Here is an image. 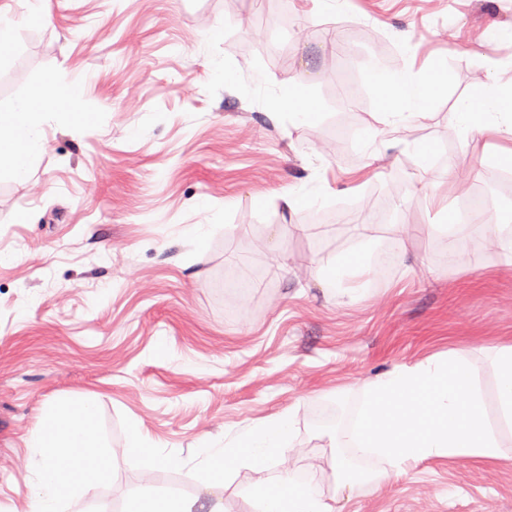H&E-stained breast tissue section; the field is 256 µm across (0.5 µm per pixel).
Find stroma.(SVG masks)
<instances>
[{
	"label": "stroma",
	"instance_id": "1",
	"mask_svg": "<svg viewBox=\"0 0 512 512\" xmlns=\"http://www.w3.org/2000/svg\"><path fill=\"white\" fill-rule=\"evenodd\" d=\"M7 2L0 112L48 76L71 94L42 108L28 181L0 174V512H31L37 415L80 393L98 397L113 477L60 512H126L174 484L247 512L249 474L204 487L202 462L284 410L293 462L336 512H512V462L430 459L347 497L339 470L370 465L327 445L366 383L451 350L496 415L483 348L512 341V271L478 240L449 255L425 197L479 203L489 226L512 216L500 138L455 117L476 76L512 80V0H288L285 29L277 0H44L37 20L30 0ZM377 69L445 87L425 116L388 124ZM288 95L314 118L281 108ZM420 140L436 147L425 163ZM395 224L410 228L405 263L359 297L319 285ZM133 423L175 466L128 459Z\"/></svg>",
	"mask_w": 512,
	"mask_h": 512
}]
</instances>
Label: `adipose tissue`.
Returning a JSON list of instances; mask_svg holds the SVG:
<instances>
[{
  "instance_id": "ef3b65f1",
  "label": "adipose tissue",
  "mask_w": 512,
  "mask_h": 512,
  "mask_svg": "<svg viewBox=\"0 0 512 512\" xmlns=\"http://www.w3.org/2000/svg\"><path fill=\"white\" fill-rule=\"evenodd\" d=\"M442 86L437 76L391 80L386 116L403 122L409 115H422ZM64 94V88L48 78L34 96L0 113V161L7 163L15 181L28 178L41 152V115L35 112V103L53 102ZM457 120L466 132L476 128L512 137V87L479 89L458 103ZM379 265V258L354 251L330 261L319 281L329 291L357 297L367 291ZM485 353L496 378L499 425H492L482 412L477 366L459 353L395 367L364 387L356 422L338 442L357 455L376 458L380 466L340 478L338 489L378 486L411 462H497L511 456L504 431L512 429V343L486 347ZM96 422L97 397L91 393L58 397L40 410L29 438L40 456L33 512H59L65 493L87 492L110 480ZM291 425L290 414L282 412L241 429L224 447L212 449L202 468L203 481L245 470L251 475L246 490L251 512H335L315 477L301 476L295 468L287 446ZM273 460L278 469L272 475L268 464Z\"/></svg>"
}]
</instances>
